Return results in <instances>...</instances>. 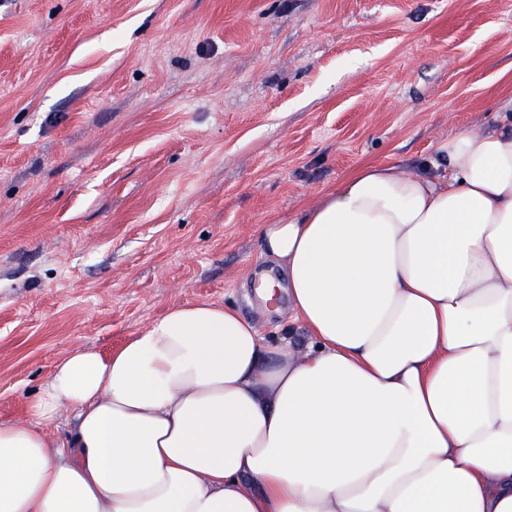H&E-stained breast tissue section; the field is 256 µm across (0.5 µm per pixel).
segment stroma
I'll return each instance as SVG.
<instances>
[{
  "label": "stroma",
  "instance_id": "stroma-1",
  "mask_svg": "<svg viewBox=\"0 0 512 512\" xmlns=\"http://www.w3.org/2000/svg\"><path fill=\"white\" fill-rule=\"evenodd\" d=\"M512 97V0H0V424L69 353L259 294L258 227Z\"/></svg>",
  "mask_w": 512,
  "mask_h": 512
}]
</instances>
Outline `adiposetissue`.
<instances>
[{
    "instance_id": "obj_1",
    "label": "adipose tissue",
    "mask_w": 512,
    "mask_h": 512,
    "mask_svg": "<svg viewBox=\"0 0 512 512\" xmlns=\"http://www.w3.org/2000/svg\"><path fill=\"white\" fill-rule=\"evenodd\" d=\"M491 121L260 225L306 342L194 301L62 358L0 424V512H512V99Z\"/></svg>"
}]
</instances>
